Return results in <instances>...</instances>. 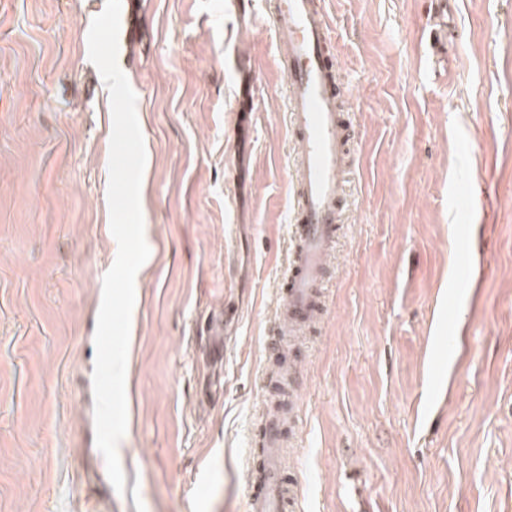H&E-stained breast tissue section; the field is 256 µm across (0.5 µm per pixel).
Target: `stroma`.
Returning <instances> with one entry per match:
<instances>
[{
    "instance_id": "35a3bbf8",
    "label": "stroma",
    "mask_w": 512,
    "mask_h": 512,
    "mask_svg": "<svg viewBox=\"0 0 512 512\" xmlns=\"http://www.w3.org/2000/svg\"><path fill=\"white\" fill-rule=\"evenodd\" d=\"M272 2L122 0L150 256L119 493L93 394L118 253L88 53L106 0H0V512H246L292 204ZM325 6L355 140L298 512H512V0Z\"/></svg>"
}]
</instances>
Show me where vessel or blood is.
<instances>
[{
    "label": "vessel or blood",
    "mask_w": 512,
    "mask_h": 512,
    "mask_svg": "<svg viewBox=\"0 0 512 512\" xmlns=\"http://www.w3.org/2000/svg\"><path fill=\"white\" fill-rule=\"evenodd\" d=\"M271 26L285 52L288 132L295 147V203L291 212L288 270L268 347L281 348L288 331L306 334L326 307V284L351 194L346 170L354 124L341 100L345 79L333 52V36L322 0H277ZM249 468L248 512H295L301 483L289 468L283 423L265 419Z\"/></svg>",
    "instance_id": "1"
}]
</instances>
